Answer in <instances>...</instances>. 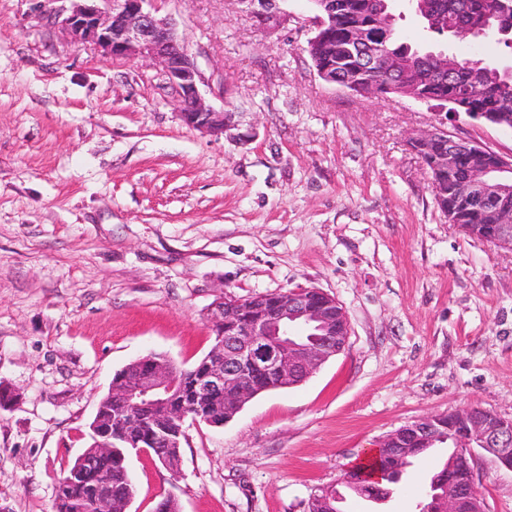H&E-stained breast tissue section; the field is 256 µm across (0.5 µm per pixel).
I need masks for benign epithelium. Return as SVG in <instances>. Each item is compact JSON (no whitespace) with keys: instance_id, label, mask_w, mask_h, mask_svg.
<instances>
[{"instance_id":"7a95c632","label":"benign epithelium","mask_w":512,"mask_h":512,"mask_svg":"<svg viewBox=\"0 0 512 512\" xmlns=\"http://www.w3.org/2000/svg\"><path fill=\"white\" fill-rule=\"evenodd\" d=\"M66 15L54 13L62 37L93 46L103 57L151 59L159 64L166 83L179 102L183 122L201 132L219 135L232 119V113L206 103L199 90L200 73L188 54L184 41L171 18L160 14L156 0H70ZM259 23L281 20V0H240ZM314 11L315 35L308 40V52L320 79L358 95L365 94V72L357 67L336 77V44L328 31V21L336 15V0H309ZM391 35V19L378 4L368 8L362 23L347 27V50L371 57L385 50ZM433 129L410 140V147L429 171L431 188L439 203L445 200V177L460 158L467 160V177L455 185L458 195L468 197L476 190L493 197L512 194V156L505 157L482 144L448 134L447 118L438 109ZM496 224H462L466 234L486 240L512 252V212L497 215ZM258 310L244 314L250 299L231 296L217 298L208 310L210 326H222L210 350L206 368L194 378L197 410L217 398H224L230 420L248 401L266 391L259 380L274 376L283 386L299 384L330 358L340 353L349 336V323L341 304L318 289L268 293ZM300 321L326 337L323 343L294 344L286 340L291 324ZM177 375L167 362H158L144 373L125 375L110 385L108 399L123 413L149 408L159 419L185 420L188 414L174 395L172 379ZM447 434L462 444L464 474L471 488L473 512H483L477 495L473 468L475 449L492 454L512 469V420L475 407H464L444 415L414 420L388 434L380 447L391 442L411 441L425 448ZM153 446L179 448L180 435L166 431L150 437ZM112 450L107 440H97L76 458L73 479L93 472L99 456ZM461 482L458 474L448 473V487L439 495V512H461ZM95 512H116L108 482L101 480L94 495Z\"/></svg>"}]
</instances>
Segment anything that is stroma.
I'll use <instances>...</instances> for the list:
<instances>
[{
  "mask_svg": "<svg viewBox=\"0 0 512 512\" xmlns=\"http://www.w3.org/2000/svg\"><path fill=\"white\" fill-rule=\"evenodd\" d=\"M258 25L241 0H163L223 134L180 119L159 69L61 37L39 0H0V512H52L63 470L116 371L149 353L192 365L206 311L315 287L342 305V353L229 422L185 425L170 472L131 454L128 512H304L312 492L426 415L512 419V251L438 207L409 140L435 113L321 80L307 0ZM451 52L512 65L496 37ZM512 154V130L448 118ZM381 512H418L437 457ZM471 465L485 512H512V471Z\"/></svg>",
  "mask_w": 512,
  "mask_h": 512,
  "instance_id": "1",
  "label": "stroma"
}]
</instances>
